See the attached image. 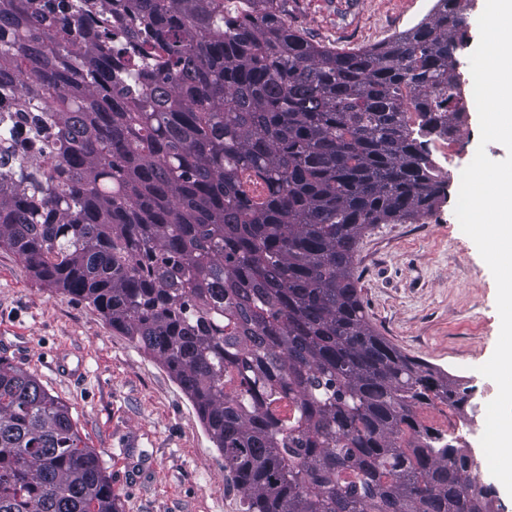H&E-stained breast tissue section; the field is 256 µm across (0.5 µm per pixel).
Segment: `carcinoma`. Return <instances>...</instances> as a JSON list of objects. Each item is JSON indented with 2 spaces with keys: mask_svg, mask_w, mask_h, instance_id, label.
Wrapping results in <instances>:
<instances>
[{
  "mask_svg": "<svg viewBox=\"0 0 512 512\" xmlns=\"http://www.w3.org/2000/svg\"><path fill=\"white\" fill-rule=\"evenodd\" d=\"M285 2L0 0V95L49 150L29 166L0 136V248L163 361L245 512H492L471 456L417 418L460 409L457 380L377 332L356 275L362 237L445 184L421 138L464 112L463 0L351 51ZM80 443L0 363V512H119Z\"/></svg>",
  "mask_w": 512,
  "mask_h": 512,
  "instance_id": "carcinoma-1",
  "label": "carcinoma"
}]
</instances>
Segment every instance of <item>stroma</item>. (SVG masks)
<instances>
[{"label": "stroma", "mask_w": 512, "mask_h": 512, "mask_svg": "<svg viewBox=\"0 0 512 512\" xmlns=\"http://www.w3.org/2000/svg\"><path fill=\"white\" fill-rule=\"evenodd\" d=\"M437 0H288L289 24L337 50L405 33ZM454 184L413 224H380L359 245L356 273L373 327L410 357L456 378L461 410L430 408L426 426L461 419L482 462L477 414L497 394L478 371L499 332L496 284L455 216ZM0 362L21 367L65 403L112 480L120 512H244L196 406L166 365L112 330L87 302L59 294L0 248Z\"/></svg>", "instance_id": "35a3bbf8"}]
</instances>
